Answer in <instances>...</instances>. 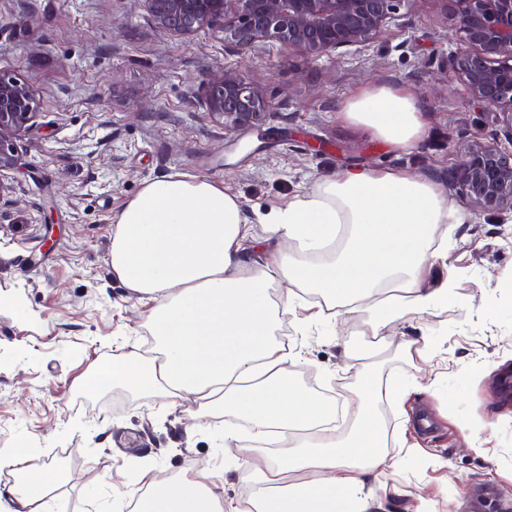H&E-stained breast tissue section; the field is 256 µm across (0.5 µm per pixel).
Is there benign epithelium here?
<instances>
[{
  "mask_svg": "<svg viewBox=\"0 0 512 512\" xmlns=\"http://www.w3.org/2000/svg\"><path fill=\"white\" fill-rule=\"evenodd\" d=\"M154 23L195 35L224 21V38L242 49L268 43L295 45L317 58L363 44L385 28L401 0H145ZM456 50L448 59L468 96L502 114L512 145V0H451ZM208 114L226 130L259 125L267 104L237 71L219 67L205 89ZM38 111L30 88L0 75V177L19 165L12 136ZM454 178L467 201L512 214V150L494 142L463 144Z\"/></svg>",
  "mask_w": 512,
  "mask_h": 512,
  "instance_id": "benign-epithelium-1",
  "label": "benign epithelium"
}]
</instances>
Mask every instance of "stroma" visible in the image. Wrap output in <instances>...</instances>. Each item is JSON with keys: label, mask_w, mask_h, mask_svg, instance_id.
<instances>
[{"label": "stroma", "mask_w": 512, "mask_h": 512, "mask_svg": "<svg viewBox=\"0 0 512 512\" xmlns=\"http://www.w3.org/2000/svg\"><path fill=\"white\" fill-rule=\"evenodd\" d=\"M445 0H402L363 45L311 58L273 44L244 50L223 24L187 37L159 28L145 0H0V74L30 87L38 112L14 140L0 208V491L57 469L47 512H110L150 483L206 471L225 500L250 512L259 483L243 430L164 393L85 382L152 342L147 307L112 276V228L145 181L182 174L236 195L247 215L286 206L357 167L438 182L467 220L448 227L455 295L435 315L372 332L363 311L304 320L289 313L288 376L350 410L358 377L386 451L399 460L366 474V512H498L512 502V216L473 209L453 183L458 147L504 137L497 109L473 101L447 60L456 49ZM218 66L240 70L267 103L260 127L228 131L205 106ZM408 93L426 132L398 150L342 117L366 88ZM433 338L430 362L408 340ZM408 447H399V440Z\"/></svg>", "instance_id": "35a3bbf8"}]
</instances>
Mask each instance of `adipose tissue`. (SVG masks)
Returning <instances> with one entry per match:
<instances>
[{
  "label": "adipose tissue",
  "mask_w": 512,
  "mask_h": 512,
  "mask_svg": "<svg viewBox=\"0 0 512 512\" xmlns=\"http://www.w3.org/2000/svg\"><path fill=\"white\" fill-rule=\"evenodd\" d=\"M343 113L399 150L426 129L413 98L388 86L363 91ZM463 221L435 181L406 171L344 170L255 223L214 182L146 181L117 217L110 265L118 281L151 303L154 347L147 357L128 353L98 382L163 391L249 422L245 436L225 432L228 442L280 434L278 456L255 454L247 462L259 482L288 481L260 493L255 512H355L362 473L396 466L369 409L375 385L361 379L353 424L336 432L329 404L288 379V356L274 338L279 313L305 307L304 292L314 290L325 308L360 304L376 332L434 314L456 288L443 268L448 241L436 232ZM276 282L285 287L278 304L270 297ZM303 468L319 480L289 482ZM134 509L238 512L197 475L149 486Z\"/></svg>",
  "instance_id": "ef3b65f1"
}]
</instances>
